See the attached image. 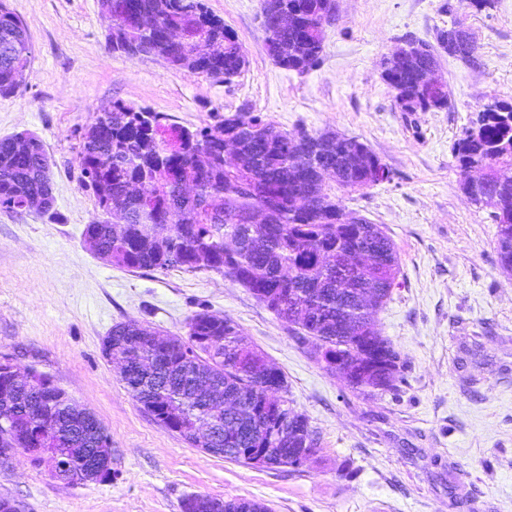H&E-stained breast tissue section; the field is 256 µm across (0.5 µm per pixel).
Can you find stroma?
<instances>
[{
	"mask_svg": "<svg viewBox=\"0 0 512 512\" xmlns=\"http://www.w3.org/2000/svg\"><path fill=\"white\" fill-rule=\"evenodd\" d=\"M444 3L338 0L321 62L301 74L269 56L261 0H205L247 61L227 82L109 52L99 0H6L33 53L15 93L0 96V138L28 130L41 139L55 212L0 211V361L51 376L96 416L112 441V476L66 487L16 458L0 463V496L21 512H181L195 494L269 512H512V272L450 152L480 106L512 99V0L459 9L481 65L441 55L448 109L402 111L380 69L404 38L433 41L449 22ZM116 100L191 128L260 112L283 131L357 138L381 159L392 181L336 197L381 225L399 253V284L375 313L405 361L394 391L363 397L328 376L231 278L133 273L88 249L94 196L81 182L79 131ZM202 310L232 318L286 374L287 399L320 439L304 467L204 453L137 404L102 354L118 323L183 335Z\"/></svg>",
	"mask_w": 512,
	"mask_h": 512,
	"instance_id": "35a3bbf8",
	"label": "stroma"
}]
</instances>
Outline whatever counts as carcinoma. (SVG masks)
I'll return each mask as SVG.
<instances>
[{
    "label": "carcinoma",
    "instance_id": "1",
    "mask_svg": "<svg viewBox=\"0 0 512 512\" xmlns=\"http://www.w3.org/2000/svg\"><path fill=\"white\" fill-rule=\"evenodd\" d=\"M444 11L450 26L436 30L437 45L407 39L410 57L382 58L384 80L405 112L448 108V93L427 94L420 72L437 60L436 49L470 65L469 32L457 18L458 3ZM107 46L114 52L161 61L194 74L231 81L246 66L235 34L203 0H99ZM263 12L297 22L266 33L268 54L280 66L305 72L320 63L328 0H262ZM136 14L140 26L126 23ZM32 45L22 20L0 0V95L14 93ZM450 151L461 170L485 169L475 204L496 224L501 266L512 271V101L493 99L462 130ZM47 154L33 133L0 139V209L48 213L54 196L44 188ZM82 181L96 201L84 237L130 272L209 271L247 288L280 321L321 368L348 388L373 397L403 380L404 361L382 336L373 311L397 286L395 244L363 217L353 216L326 189L330 175L342 188L359 190L389 181L385 164L354 137L276 130L261 114L237 112L194 130L168 115L122 101L97 114L80 134ZM194 192L185 195L181 185ZM149 188L145 203L136 185ZM104 342L130 355L121 380L154 420L188 443L190 429L221 433L224 458L244 466L236 448L271 449L267 466H286L314 433L309 418L273 393L288 390L285 373L243 336L228 317L195 313L184 336L161 335L130 320L112 327ZM46 374L15 381L0 375V436L13 447L58 448L71 469L84 468L86 448H109L100 424H87L76 400ZM182 512H268L248 499L224 501L193 495Z\"/></svg>",
    "mask_w": 512,
    "mask_h": 512
}]
</instances>
